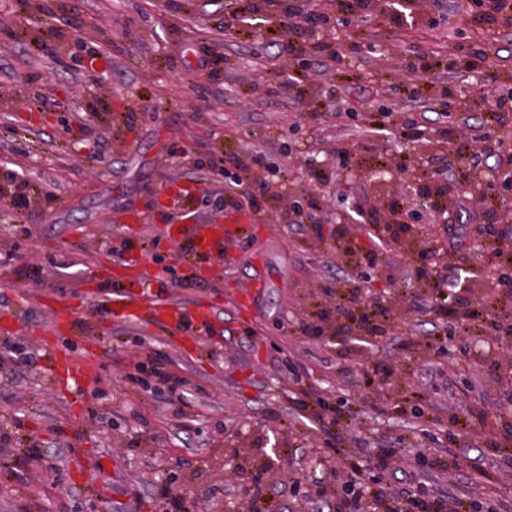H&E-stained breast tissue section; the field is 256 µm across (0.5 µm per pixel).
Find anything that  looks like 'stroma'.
Here are the masks:
<instances>
[{"mask_svg":"<svg viewBox=\"0 0 512 512\" xmlns=\"http://www.w3.org/2000/svg\"><path fill=\"white\" fill-rule=\"evenodd\" d=\"M252 2L0 0V187L30 198L21 216L0 205V512H94L101 501L109 512H175L177 495L202 512H246L238 486L274 442L268 512H335L333 437L295 409L304 397L338 400L354 412L356 436L415 457L402 472L365 460L363 485L429 498L471 493L478 479L512 484V456L487 450L478 421L454 425L480 404L512 426V372L494 378L485 364L497 340L468 337L470 362L453 372L456 343L408 351L396 331L403 323L424 335L437 323L402 298L420 294L418 266L447 261L453 213L380 250L379 273L362 280L336 237L341 229L364 241L369 231L340 196H402L413 171L386 180L380 171L401 153L415 166L432 155L438 122L427 121L420 146L357 128L390 104L405 57L444 45L468 0H442L437 28L425 23L424 0H406L408 34L380 33L327 74L320 56L276 58L264 33L229 23ZM205 45L223 55L220 74L198 71ZM298 67L296 103L279 86ZM487 84L482 71L447 67L421 102L438 107L446 88L484 97L482 109L454 117L461 135L494 108ZM45 93L51 111H28ZM340 148L354 155L352 167H338ZM256 154L287 181L272 179L268 208L250 215L237 240L193 258L153 207L179 187L196 223H214L230 185L250 192L236 161ZM312 198L319 231L277 220ZM128 252L142 254L154 291L211 310L206 334L173 336L100 304L131 289ZM257 272L260 288L250 285ZM353 288L362 301L389 305L385 336L359 333L332 347L299 331V319L318 323L331 293ZM11 343L34 367L13 364ZM376 367L389 377L364 388V372ZM166 373L181 379L177 394Z\"/></svg>","mask_w":512,"mask_h":512,"instance_id":"1","label":"stroma"}]
</instances>
